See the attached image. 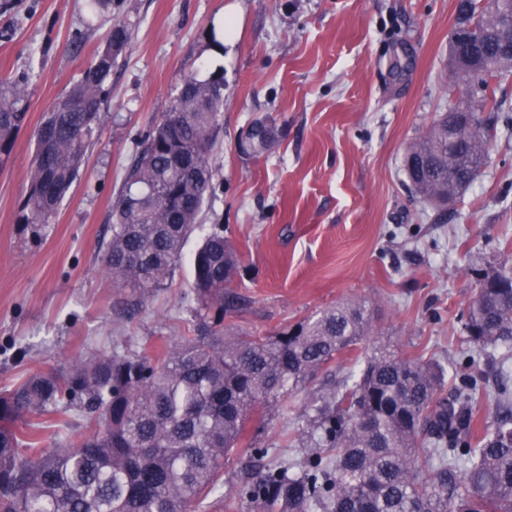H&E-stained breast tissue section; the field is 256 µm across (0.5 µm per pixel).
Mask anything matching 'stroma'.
<instances>
[{"mask_svg":"<svg viewBox=\"0 0 512 512\" xmlns=\"http://www.w3.org/2000/svg\"><path fill=\"white\" fill-rule=\"evenodd\" d=\"M458 0H0V77L30 73L28 103L9 162L0 167V389L73 357L150 351L190 335L194 243L163 288L138 297L114 288L99 246L143 135L188 75L224 69V135L213 157L217 196L203 221L220 224L241 259L232 289L244 309L228 331L270 336L344 300L374 308L364 350L387 347L458 364L493 385L512 370L474 353L461 321L479 275L512 262V130H500L480 175L447 217L412 194L409 143L458 101L450 39ZM130 43L107 86V117L80 177L45 227L18 223L35 134L53 104L102 52L115 20ZM230 22L212 58L209 28ZM273 119L277 142L254 159L238 143ZM333 361L285 397L256 441L297 458L306 405L349 372ZM242 460L226 463L199 512L226 508Z\"/></svg>","mask_w":512,"mask_h":512,"instance_id":"obj_1","label":"stroma"}]
</instances>
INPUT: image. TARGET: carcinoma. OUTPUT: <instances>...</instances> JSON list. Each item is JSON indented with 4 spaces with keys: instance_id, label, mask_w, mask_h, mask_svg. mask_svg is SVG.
I'll list each match as a JSON object with an SVG mask.
<instances>
[{
    "instance_id": "obj_1",
    "label": "carcinoma",
    "mask_w": 512,
    "mask_h": 512,
    "mask_svg": "<svg viewBox=\"0 0 512 512\" xmlns=\"http://www.w3.org/2000/svg\"><path fill=\"white\" fill-rule=\"evenodd\" d=\"M512 0H458V25L479 15L480 60L451 62L450 81L464 84L473 120L450 127L442 112L407 148L426 161L405 163L411 190L448 207L485 165L497 124L512 116L497 97L512 76V52L499 44ZM131 38L116 21L107 47L55 103L38 129L20 221L46 224L78 180L103 125L102 103L112 69ZM29 74L0 80V165L24 125ZM459 147L448 151V131ZM224 132V76L187 77L140 142L101 242L104 271L115 288L145 295L166 285L201 214L216 196L212 157ZM277 141L258 119L241 153L259 157ZM193 335L155 355L136 350L76 359L36 372L0 392V512H195L236 451L254 462L233 496L258 512H512V390L488 391L478 376H458L452 363L374 349L356 376L314 398L301 435L311 451L262 463L268 449L248 441L288 393L319 371L356 353L370 335L366 301L336 304L277 336L216 328L240 310L230 290L239 259L224 225L212 224L193 255ZM463 329L487 350L512 342V266L481 277ZM494 396L496 415L479 425L480 404ZM85 432L44 448L39 422L62 428L73 416Z\"/></svg>"
}]
</instances>
